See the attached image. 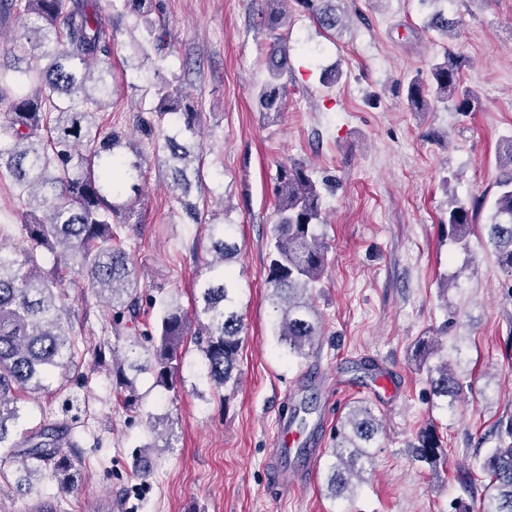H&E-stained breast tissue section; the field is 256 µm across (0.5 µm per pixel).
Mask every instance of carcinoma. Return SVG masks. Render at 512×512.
<instances>
[{
  "mask_svg": "<svg viewBox=\"0 0 512 512\" xmlns=\"http://www.w3.org/2000/svg\"><path fill=\"white\" fill-rule=\"evenodd\" d=\"M117 15L161 43L152 15L161 0H120ZM321 28L336 31L343 15L336 0H295ZM0 11L19 21L16 39L27 45L24 64L0 66V103L9 102L0 122V176H9L25 195L26 216L13 248L0 246V454L21 464L27 485L49 474L58 488H74L82 468L80 456L62 450L63 442L78 447L68 423L41 421L25 426L22 397L49 389L67 390V371L77 367L79 341L72 334L61 271L69 270L99 299L112 333L119 336L136 321L143 302L157 309L153 323L141 335L112 349V377L122 407H139L136 378L149 373L155 385L176 392L183 364L184 339L194 336L204 374L215 390L234 387L242 345L240 287L234 265L240 246L224 213L208 219L189 193L201 182L203 147L201 113L186 104L180 85L156 73L157 104L151 118H138L139 138L96 120L112 96L104 76L112 68L114 17L104 15L94 0H0ZM429 27L443 38L452 36L455 21L442 12L431 15ZM288 44L279 36L270 47L269 78L256 94L264 112H279L288 95ZM459 59L445 51L443 61L430 66L402 87L413 112L433 103L452 102L457 112H473L476 89L461 77ZM154 145L157 165L167 168L171 188L188 221L207 231L209 259L196 289L193 313L172 295L143 299L140 273L126 248L146 165L140 142ZM508 169L497 182L490 205L488 244L499 267L512 280V145L498 156ZM326 180L304 162L278 164L272 243L267 256L268 301L279 341L288 355L309 358L322 335L314 288L327 267L329 245L317 233L323 223ZM484 207L454 201L448 208L451 236L461 243L474 224L473 212ZM56 258L44 272L38 251ZM433 405L453 411L463 393V376L445 359L427 367ZM383 425L365 400L348 406L336 426L335 443L325 464L327 488L333 497L351 496L372 467ZM416 460L429 465L441 457V439L431 428L411 445ZM489 482L483 486L481 512H512V421L499 434V446L479 460Z\"/></svg>",
  "mask_w": 512,
  "mask_h": 512,
  "instance_id": "carcinoma-1",
  "label": "carcinoma"
}]
</instances>
